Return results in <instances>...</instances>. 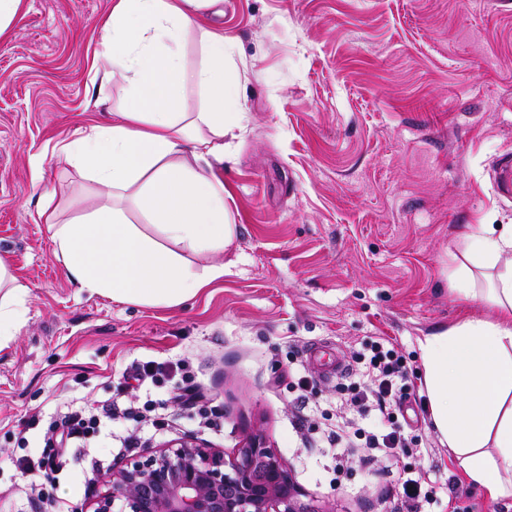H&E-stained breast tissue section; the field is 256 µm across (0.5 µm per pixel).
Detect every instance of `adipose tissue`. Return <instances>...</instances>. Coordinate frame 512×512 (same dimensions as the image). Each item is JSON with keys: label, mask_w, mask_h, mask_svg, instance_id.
Returning a JSON list of instances; mask_svg holds the SVG:
<instances>
[{"label": "adipose tissue", "mask_w": 512, "mask_h": 512, "mask_svg": "<svg viewBox=\"0 0 512 512\" xmlns=\"http://www.w3.org/2000/svg\"><path fill=\"white\" fill-rule=\"evenodd\" d=\"M224 0H112L100 23L103 81H125L112 124H92L62 147L99 204L68 221L49 202L54 254L82 290L121 304L178 306L224 274L195 269L192 256L221 254L236 237L221 172L242 130L237 91L225 83L228 40L201 15L220 16ZM196 38L200 60L184 46ZM197 111L183 109L187 90ZM135 207L141 223L128 216ZM494 311L419 343L434 425L466 481L494 502L512 498V268L482 294ZM27 288L0 262V345L26 315Z\"/></svg>", "instance_id": "1"}]
</instances>
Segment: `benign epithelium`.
I'll return each instance as SVG.
<instances>
[{
    "instance_id": "obj_1",
    "label": "benign epithelium",
    "mask_w": 512,
    "mask_h": 512,
    "mask_svg": "<svg viewBox=\"0 0 512 512\" xmlns=\"http://www.w3.org/2000/svg\"><path fill=\"white\" fill-rule=\"evenodd\" d=\"M109 484L92 512H318L255 431L230 455L180 437L112 470Z\"/></svg>"
}]
</instances>
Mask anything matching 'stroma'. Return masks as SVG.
<instances>
[{"label": "stroma", "instance_id": "obj_1", "mask_svg": "<svg viewBox=\"0 0 512 512\" xmlns=\"http://www.w3.org/2000/svg\"><path fill=\"white\" fill-rule=\"evenodd\" d=\"M110 0H26L0 40V260L28 288L27 315L0 349V512H80L112 469L185 434L232 453L262 433L318 512H398L357 458L337 471L332 449L305 443L300 411L317 426L342 415L345 377H318L367 344L406 359L414 401L395 428L422 441L403 466L437 483L460 477L433 422L421 338L488 313L453 272L465 237L512 224L496 189L512 155V0H224L246 130L225 162L236 245L194 258L223 277L176 307L138 306L78 291L53 252L38 205L64 217L93 204L87 181L57 146L112 114L93 84L96 20ZM170 368L159 386L126 387L143 362ZM314 378L299 402L295 382ZM209 395L173 403L183 385ZM110 447L76 443L35 483L14 460L44 454L69 410L105 416ZM139 431L135 446L124 441Z\"/></svg>", "mask_w": 512, "mask_h": 512}]
</instances>
